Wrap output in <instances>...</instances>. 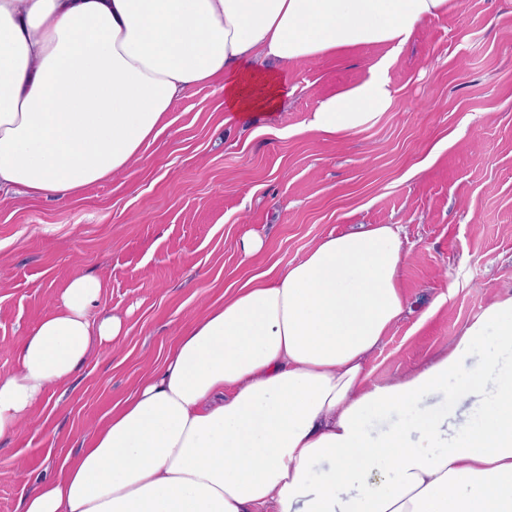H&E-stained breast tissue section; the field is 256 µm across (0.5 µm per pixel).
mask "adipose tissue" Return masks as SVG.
<instances>
[{"label":"adipose tissue","mask_w":512,"mask_h":512,"mask_svg":"<svg viewBox=\"0 0 512 512\" xmlns=\"http://www.w3.org/2000/svg\"><path fill=\"white\" fill-rule=\"evenodd\" d=\"M450 0H0V194L65 204L140 159L202 86L272 114L298 62L388 52L305 132L360 134L396 55ZM401 228L321 238L226 289L22 512H512V293L390 382L368 368L407 311ZM75 276L0 376V440L94 344L127 335Z\"/></svg>","instance_id":"ef3b65f1"}]
</instances>
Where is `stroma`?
I'll return each instance as SVG.
<instances>
[{
  "instance_id": "stroma-1",
  "label": "stroma",
  "mask_w": 512,
  "mask_h": 512,
  "mask_svg": "<svg viewBox=\"0 0 512 512\" xmlns=\"http://www.w3.org/2000/svg\"><path fill=\"white\" fill-rule=\"evenodd\" d=\"M384 52L293 67L287 105L245 127L225 123L213 87L197 88L126 173L66 205L0 196V374L16 371L15 344L74 276L98 277L104 309L128 328L0 441V512H21L23 484L58 478L225 288L298 261L327 234L402 228L413 311L369 362L379 382L447 348L512 292V0H451L423 25L389 70L393 107L370 129L304 132L319 101L362 82ZM252 234L265 248L247 262Z\"/></svg>"
}]
</instances>
